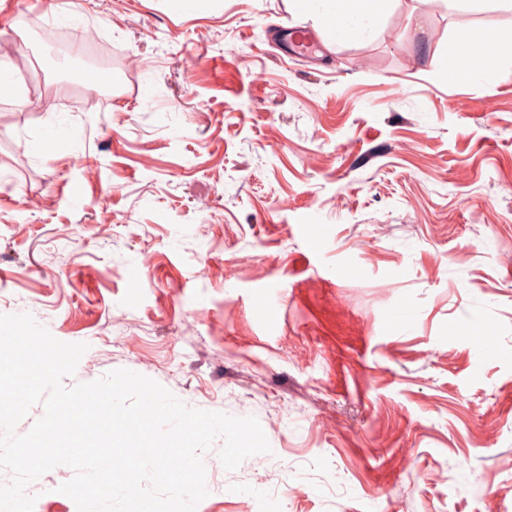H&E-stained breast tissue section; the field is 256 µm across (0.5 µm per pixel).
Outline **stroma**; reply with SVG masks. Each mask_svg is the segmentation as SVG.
Segmentation results:
<instances>
[{
    "label": "stroma",
    "mask_w": 512,
    "mask_h": 512,
    "mask_svg": "<svg viewBox=\"0 0 512 512\" xmlns=\"http://www.w3.org/2000/svg\"><path fill=\"white\" fill-rule=\"evenodd\" d=\"M46 26L111 47L108 106ZM471 27L512 11L394 0L296 57L290 0H0V69L37 79L0 95V314L87 344L65 386L259 421L196 512H512V54L456 80ZM73 475L34 512H77Z\"/></svg>",
    "instance_id": "35a3bbf8"
}]
</instances>
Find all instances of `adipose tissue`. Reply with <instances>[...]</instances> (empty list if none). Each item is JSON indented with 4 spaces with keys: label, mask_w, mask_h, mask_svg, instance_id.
<instances>
[{
    "label": "adipose tissue",
    "mask_w": 512,
    "mask_h": 512,
    "mask_svg": "<svg viewBox=\"0 0 512 512\" xmlns=\"http://www.w3.org/2000/svg\"><path fill=\"white\" fill-rule=\"evenodd\" d=\"M391 0H295L297 7L314 11L317 26L327 43L338 44L359 32L375 30L390 8ZM512 45V32L468 28L448 45L463 63L468 80L476 81L490 71V62L504 46Z\"/></svg>",
    "instance_id": "1"
}]
</instances>
